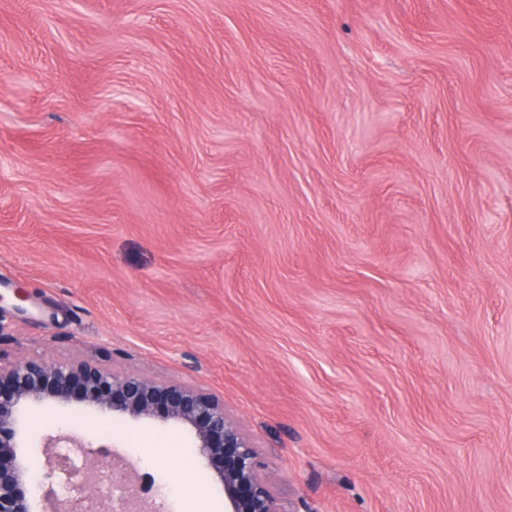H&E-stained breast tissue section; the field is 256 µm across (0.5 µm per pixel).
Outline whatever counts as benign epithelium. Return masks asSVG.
<instances>
[{
	"label": "benign epithelium",
	"mask_w": 512,
	"mask_h": 512,
	"mask_svg": "<svg viewBox=\"0 0 512 512\" xmlns=\"http://www.w3.org/2000/svg\"><path fill=\"white\" fill-rule=\"evenodd\" d=\"M82 414L152 420L176 428L199 460L217 471L224 512H282L256 447L224 403L188 383L110 371L80 358L0 363V512H170L163 487H146L113 451L67 424ZM55 407L63 422L35 435L34 408ZM43 458L33 473L32 453Z\"/></svg>",
	"instance_id": "1"
}]
</instances>
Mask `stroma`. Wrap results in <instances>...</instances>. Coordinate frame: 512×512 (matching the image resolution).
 Masks as SVG:
<instances>
[{
    "label": "stroma",
    "mask_w": 512,
    "mask_h": 512,
    "mask_svg": "<svg viewBox=\"0 0 512 512\" xmlns=\"http://www.w3.org/2000/svg\"><path fill=\"white\" fill-rule=\"evenodd\" d=\"M18 286L0 359L214 393L284 512H512V0H0Z\"/></svg>",
    "instance_id": "35a3bbf8"
}]
</instances>
